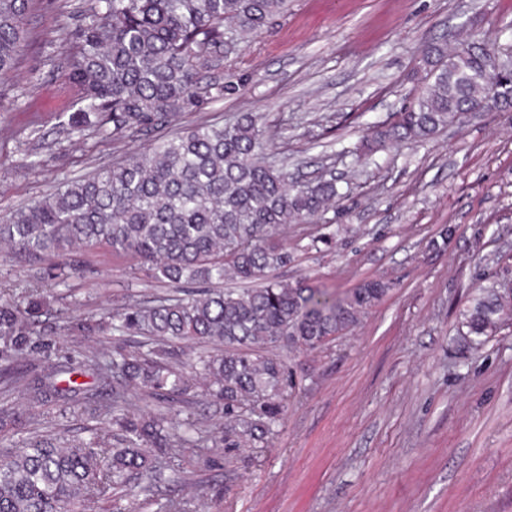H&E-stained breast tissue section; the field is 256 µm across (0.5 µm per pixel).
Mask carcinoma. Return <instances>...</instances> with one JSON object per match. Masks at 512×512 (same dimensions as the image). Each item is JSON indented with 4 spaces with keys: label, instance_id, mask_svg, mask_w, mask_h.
<instances>
[{
    "label": "carcinoma",
    "instance_id": "1",
    "mask_svg": "<svg viewBox=\"0 0 512 512\" xmlns=\"http://www.w3.org/2000/svg\"><path fill=\"white\" fill-rule=\"evenodd\" d=\"M34 0H0V96L10 90L27 40ZM288 0H92L79 42L67 57L78 91L69 135L121 139L143 148L66 181L54 193L0 217V257L56 258L62 275H78L85 256L106 247L179 290L150 305H128L112 321L76 316L68 330L90 340L112 329L119 344L80 351L95 384L81 387L21 362L52 344L34 328L47 296L30 295L25 310L0 303V395L13 391L24 408L0 409V425L25 434L0 454V512H121L119 501L157 473L160 459L209 441L227 450L266 448L288 412L291 375L275 350L316 349L353 328L389 291L382 279L331 293L274 272L292 253L275 236L286 224L310 223L336 204V180L306 184L266 157L264 129L251 112L222 125L182 126L185 115L236 93L222 79L224 58L246 39L269 31ZM423 87L412 105L373 127L366 150L422 142L492 96L484 55L463 42L428 43L420 56ZM226 280L263 281L224 290ZM512 320V301L490 285L464 312L462 326L483 345ZM201 384L224 412V430L208 417L179 419L144 412L142 393L172 404ZM65 404L112 428L89 439L30 430L31 410Z\"/></svg>",
    "mask_w": 512,
    "mask_h": 512
}]
</instances>
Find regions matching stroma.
<instances>
[{
  "label": "stroma",
  "mask_w": 512,
  "mask_h": 512,
  "mask_svg": "<svg viewBox=\"0 0 512 512\" xmlns=\"http://www.w3.org/2000/svg\"><path fill=\"white\" fill-rule=\"evenodd\" d=\"M89 0H40L14 92L0 97V214L140 147L139 138L71 140L73 90L55 41L77 33ZM512 0H289L273 30L224 62L236 94L184 122L256 113L267 152L291 178L335 177L336 206L280 237L281 279L339 293L381 278L385 296L345 335L281 350L296 386L271 447L246 453L237 477L220 448L185 449L123 497L125 512L166 498L193 512H512V324L468 345L460 313L495 282L512 296V110L468 112L433 139L356 159L369 127L422 84L419 50L478 37L512 51ZM334 235L332 246L317 243ZM89 272L60 280L55 260H0V297L47 290L40 320L63 364L81 337L69 316H99L167 288L127 256L91 252Z\"/></svg>",
  "instance_id": "1"
}]
</instances>
